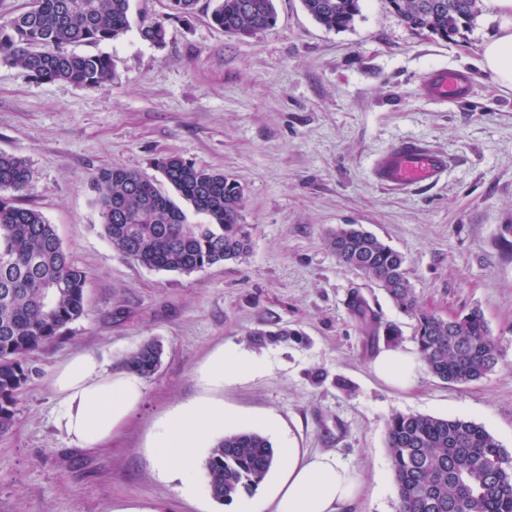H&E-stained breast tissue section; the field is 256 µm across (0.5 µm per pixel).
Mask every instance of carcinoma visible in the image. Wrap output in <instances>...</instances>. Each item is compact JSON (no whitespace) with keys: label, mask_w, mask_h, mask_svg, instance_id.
<instances>
[{"label":"carcinoma","mask_w":512,"mask_h":512,"mask_svg":"<svg viewBox=\"0 0 512 512\" xmlns=\"http://www.w3.org/2000/svg\"><path fill=\"white\" fill-rule=\"evenodd\" d=\"M483 0H387L411 32L454 39L480 16ZM306 12L329 30L349 29L360 0H302ZM197 0H167L171 18L194 14ZM130 0H28L0 23V62L21 67L37 81L63 86L101 85L116 78L112 57L77 54L71 44L98 45L130 29ZM214 26L252 37L277 23L274 0H214ZM140 37L165 41L160 20L144 21ZM179 196L136 171L113 166L94 181L104 233L112 248L158 271L191 274L246 256L251 227L241 223L243 193L227 175L180 157L158 161ZM33 179L27 161L0 152V434L12 430L17 397L33 374L30 357L85 315L86 272L76 266L53 225L36 209L16 202ZM205 224L188 222L187 212ZM328 244L339 263L362 272L395 306L416 322L414 341L434 377L466 384L485 377L497 363L498 339L483 313L472 308L445 319L423 309L407 276L405 257L360 224H338ZM347 309L365 336L400 331L381 320L354 291ZM162 350L147 342L122 360L143 378L161 364ZM399 512H512V458L477 423L460 418L395 413L386 428ZM275 453L258 432L236 431L217 440L204 461L208 489L230 503L265 480Z\"/></svg>","instance_id":"carcinoma-1"}]
</instances>
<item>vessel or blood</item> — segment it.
I'll return each mask as SVG.
<instances>
[{"label":"vessel or blood","instance_id":"vessel-or-blood-1","mask_svg":"<svg viewBox=\"0 0 512 512\" xmlns=\"http://www.w3.org/2000/svg\"><path fill=\"white\" fill-rule=\"evenodd\" d=\"M471 91V77L462 70L436 69L422 84L425 97L435 100H462ZM448 168L445 154L420 142L397 145L376 163L377 180L392 189L432 182L439 179Z\"/></svg>","mask_w":512,"mask_h":512}]
</instances>
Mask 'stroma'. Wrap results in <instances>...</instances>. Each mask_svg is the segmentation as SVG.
I'll use <instances>...</instances> for the list:
<instances>
[{
    "label": "stroma",
    "instance_id": "35a3bbf8",
    "mask_svg": "<svg viewBox=\"0 0 512 512\" xmlns=\"http://www.w3.org/2000/svg\"><path fill=\"white\" fill-rule=\"evenodd\" d=\"M199 0L188 18L165 19L162 46L138 34L165 18L166 0H130V29L72 52L110 54L117 77L100 86L38 82L0 63V151L27 160L34 178L23 205L53 224L86 271L85 315L36 353L18 396L12 430L0 435V512H236L190 467L199 494L160 477L151 461L157 424L182 403L222 399L241 429L283 444L329 452L356 470L362 493L350 512H397L385 445L396 412L461 418L512 455V91L478 65L501 18L482 12L444 42L405 28L385 0H361L353 26L336 32L301 0H275V28L250 38L224 33ZM469 72L463 100H431L421 85L434 69ZM404 140L448 156L431 184L390 190L373 170ZM176 155L230 175L243 190L252 249L237 262L183 275L145 268L112 249L94 179L119 165L156 176ZM339 224H361L404 254L419 303L440 317L477 307L499 339L483 379L450 384L419 370L411 388L379 380L372 361L389 348L368 339L346 302L361 295L415 349L414 321L370 279L343 267L328 245ZM163 348L144 398L110 446L74 448L54 424L49 386L56 367L91 352L120 367L143 343ZM231 344L260 360L257 373L221 388L200 380L208 358Z\"/></svg>",
    "mask_w": 512,
    "mask_h": 512
}]
</instances>
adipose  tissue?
<instances>
[{"label": "adipose tissue", "instance_id": "ef3b65f1", "mask_svg": "<svg viewBox=\"0 0 512 512\" xmlns=\"http://www.w3.org/2000/svg\"><path fill=\"white\" fill-rule=\"evenodd\" d=\"M486 2L490 13L505 18L506 23L484 44L481 64L501 87L512 90V0ZM418 365L416 355L398 347L383 350L373 361L374 372L382 381L402 389L414 383ZM260 368L258 359L227 346L209 360L203 380L208 386L221 387ZM50 387L57 398L56 428L75 447L89 452L111 442L144 397L141 376L112 368L90 353L76 354L60 364ZM239 422L220 400L180 405L162 420L152 442L155 470L179 478L183 494L195 495L197 488L187 464L196 460L200 448L214 435ZM274 465L276 481L262 506L248 503L241 512H347L361 493L362 482L355 470L328 453L308 454L285 446Z\"/></svg>", "mask_w": 512, "mask_h": 512}]
</instances>
